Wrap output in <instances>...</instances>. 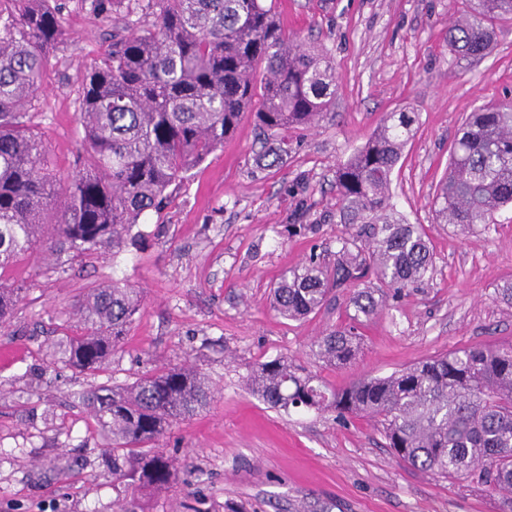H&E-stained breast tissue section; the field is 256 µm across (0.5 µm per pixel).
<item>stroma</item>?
<instances>
[{"label":"stroma","mask_w":512,"mask_h":512,"mask_svg":"<svg viewBox=\"0 0 512 512\" xmlns=\"http://www.w3.org/2000/svg\"><path fill=\"white\" fill-rule=\"evenodd\" d=\"M289 34L318 46L336 71V97L310 128L288 132V154L269 165L253 115L202 163L183 173L160 210L146 213L138 245L102 246L60 272L33 253L0 281L22 288L0 324V512H113L112 455L78 393L130 385L192 368L213 393L200 416L172 424L157 443L178 476L152 494L147 512H497L477 481L411 469L366 417L286 413L249 394L250 365L283 355L342 388L434 356L512 344V210L476 233L436 220L435 196L457 131L476 108L512 99V34L479 60L448 45L453 0H276ZM112 18L79 0L64 11L65 35L47 57V80L24 122L45 141L65 190L80 168L77 120L86 71L112 34ZM419 115L392 176L390 203L422 225L433 270L417 291L386 299L362 330L359 355L336 369L315 359L318 336L345 323L349 292L333 291L317 314L280 317L271 291L282 274L316 259L334 265L340 223L334 175L388 113ZM124 280L139 312L103 371L56 369L57 343L77 335V303Z\"/></svg>","instance_id":"35a3bbf8"}]
</instances>
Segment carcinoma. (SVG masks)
Segmentation results:
<instances>
[{"instance_id": "carcinoma-1", "label": "carcinoma", "mask_w": 512, "mask_h": 512, "mask_svg": "<svg viewBox=\"0 0 512 512\" xmlns=\"http://www.w3.org/2000/svg\"><path fill=\"white\" fill-rule=\"evenodd\" d=\"M459 20L448 45L466 58L484 56L512 0H457ZM125 7L102 58L86 73L78 121L86 157L58 200L42 138L24 118L46 77L45 58L64 35L61 0H0V270L39 249L47 267L108 244L134 245V231L168 188L237 130L251 112L263 140L312 126L333 103L336 73L323 54L277 23L266 0H91L108 16ZM262 66L265 79L255 81ZM416 112H391L335 172L342 224L328 269L314 259L283 275L273 307L283 317L318 312L337 288H353L349 322L316 338L315 357L350 364L364 321L381 300L357 285L370 275L393 296L423 283L433 253L423 227L386 212L391 175L414 136ZM439 223L474 232L512 206V108H481L454 140L436 196ZM22 289L0 284V322ZM138 291L118 279L80 303V334L59 362L96 373L120 346L139 309ZM251 395L283 411L367 416L404 463L448 480L473 478L497 492L512 512V347L475 346L433 357L387 376H367L337 390L286 356L252 366ZM212 392L193 369L173 368L130 387H101L83 404L112 440V475L126 488L115 512H137L141 491L176 480L173 461L148 445L174 422L209 406Z\"/></svg>"}]
</instances>
